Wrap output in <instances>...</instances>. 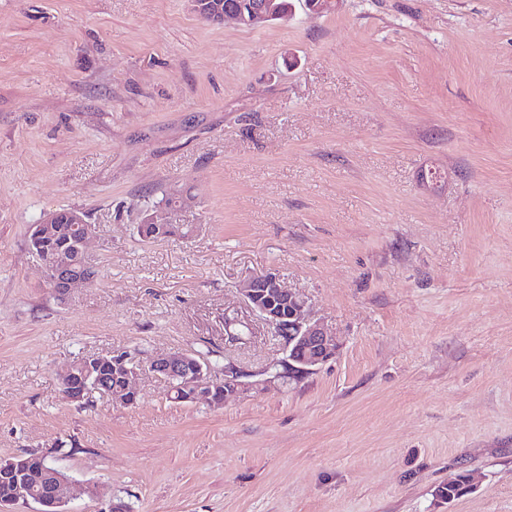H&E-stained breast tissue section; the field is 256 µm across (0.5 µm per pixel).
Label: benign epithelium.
I'll list each match as a JSON object with an SVG mask.
<instances>
[{"mask_svg": "<svg viewBox=\"0 0 512 512\" xmlns=\"http://www.w3.org/2000/svg\"><path fill=\"white\" fill-rule=\"evenodd\" d=\"M191 10L201 18L222 22L229 18L238 24L257 28L277 20H286L295 11V0H237L220 15L210 12L209 0H187ZM77 225V251L81 257V268L73 269L66 257L43 265L47 283L59 298H65L72 288L89 283L94 277V264L87 245L94 238L97 227L89 223L80 212L71 216ZM244 302L266 329L275 336L284 337L286 356L278 362L281 371L275 377L286 376L299 380L312 373L316 367L333 356L337 349L335 334L321 321L313 319L307 310L304 295L282 285L280 277L272 272L247 277L241 288ZM84 366L75 371L70 366L61 372L58 382L63 395L72 402L81 403L93 392L109 397L123 405L134 403L135 381L140 376V365L128 354H94L80 358ZM103 366L112 367L115 384L93 376V371ZM148 370L165 378L169 386L180 378L194 387V398L213 401L247 390L251 383L248 377L231 360L224 361V368L217 370L202 357L185 353H171L154 357ZM47 454L19 455L0 460V475L11 481V494L0 497V512H18V505L36 503L39 512H67L66 492L71 483L70 476L44 465Z\"/></svg>", "mask_w": 512, "mask_h": 512, "instance_id": "1", "label": "benign epithelium"}]
</instances>
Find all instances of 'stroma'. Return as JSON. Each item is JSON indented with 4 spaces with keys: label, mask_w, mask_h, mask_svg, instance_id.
Here are the masks:
<instances>
[{
    "label": "stroma",
    "mask_w": 512,
    "mask_h": 512,
    "mask_svg": "<svg viewBox=\"0 0 512 512\" xmlns=\"http://www.w3.org/2000/svg\"><path fill=\"white\" fill-rule=\"evenodd\" d=\"M186 237L139 224L165 193ZM96 224L59 300L43 212ZM279 274L337 350L283 342L239 288ZM182 352L251 374L215 404L151 372L134 405L58 375ZM69 512H512V0H341L247 28L186 0H0V459L53 442ZM473 488L440 491L462 471Z\"/></svg>",
    "instance_id": "35a3bbf8"
}]
</instances>
